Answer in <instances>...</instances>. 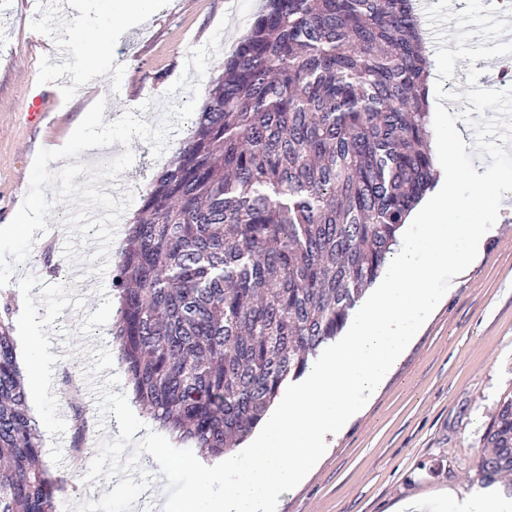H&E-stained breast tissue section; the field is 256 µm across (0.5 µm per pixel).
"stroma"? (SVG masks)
Wrapping results in <instances>:
<instances>
[{
    "instance_id": "1",
    "label": "stroma",
    "mask_w": 512,
    "mask_h": 512,
    "mask_svg": "<svg viewBox=\"0 0 512 512\" xmlns=\"http://www.w3.org/2000/svg\"><path fill=\"white\" fill-rule=\"evenodd\" d=\"M64 0H0V292L16 291L27 264L43 273L46 283L69 282L70 263L32 262L40 243L53 241L62 254L68 206H56L48 217L47 233L29 239L8 229L22 203L39 149L59 144L70 136L83 112L97 108L120 117L126 111L157 124L165 101L159 87L171 86L181 76L190 49L206 43L222 18L221 47L211 58L201 81L209 87L222 63L248 31L264 0H159L154 14L127 25L101 9L93 10L89 25L105 39L112 66L93 84H85L80 69L63 72L47 63L48 50L31 44L34 33L55 40L70 57L86 48L82 32L68 28L59 33L56 20ZM59 90L54 112L41 124L29 122L24 110L31 88ZM190 130L182 124L171 132L161 159H153L148 142L133 139L134 162L120 174L117 186L133 193V202L117 225L115 243H122L125 228L140 208L153 172L171 159ZM115 145L113 155L123 153ZM97 289L84 312L66 309L64 330L72 341L50 334L59 371L84 375L91 356L70 354L68 344L115 349L101 333L77 334L84 313L97 310L101 298L112 293V277L89 276ZM512 400V192L503 199L494 232L486 238L480 256L453 278L443 300L428 317L416 338L387 379L361 412L332 438L320 464L306 480L282 493L277 512H388L396 501L458 489L477 481L476 461L485 452L482 435L505 401ZM119 434L115 416L104 429H91L88 449L71 450L72 434H43V459L55 475L71 487L58 493L56 512H74L86 500H100L113 482H83L95 456L98 438Z\"/></svg>"
}]
</instances>
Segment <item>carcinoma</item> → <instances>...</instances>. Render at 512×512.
Wrapping results in <instances>:
<instances>
[{
  "instance_id": "carcinoma-1",
  "label": "carcinoma",
  "mask_w": 512,
  "mask_h": 512,
  "mask_svg": "<svg viewBox=\"0 0 512 512\" xmlns=\"http://www.w3.org/2000/svg\"><path fill=\"white\" fill-rule=\"evenodd\" d=\"M414 0H265L194 127L155 172L112 277L110 336L134 403L201 456L235 450L336 340L440 177ZM0 295V512H55L62 478ZM74 374L72 450L88 426ZM483 485L512 472V401L483 435Z\"/></svg>"
}]
</instances>
